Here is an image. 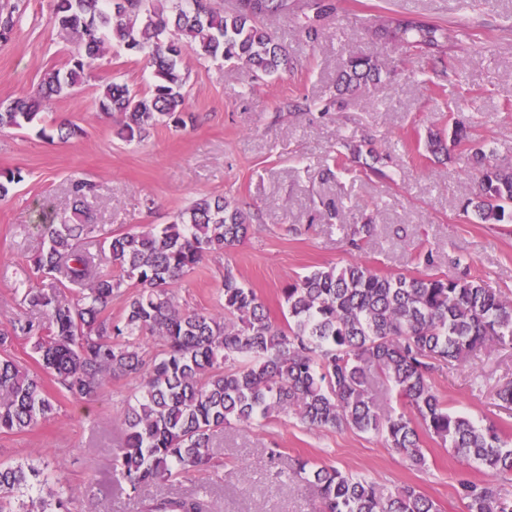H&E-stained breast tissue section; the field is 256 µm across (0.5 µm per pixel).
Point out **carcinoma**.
I'll return each mask as SVG.
<instances>
[{"instance_id": "obj_1", "label": "carcinoma", "mask_w": 512, "mask_h": 512, "mask_svg": "<svg viewBox=\"0 0 512 512\" xmlns=\"http://www.w3.org/2000/svg\"><path fill=\"white\" fill-rule=\"evenodd\" d=\"M313 15L301 31L316 41L335 10L333 0H308ZM293 0H238L226 10L215 0H55L53 18L74 44L67 69L44 73L32 95L0 105V129L23 130L41 117L46 100L69 94L97 68L105 46L142 55L153 68L149 93L107 82L99 109L120 116L118 134L142 140L163 123L187 127L181 63L185 48L200 59L241 66L257 80L289 66L288 52L264 21L286 18ZM21 3L0 12V42L21 22ZM382 30L394 40L440 60L457 30L415 16L398 15ZM381 67L367 56L351 55L336 84L338 95L380 80ZM47 139L73 137L82 129L62 123ZM342 147L365 171L381 173L382 157L363 144ZM479 166L477 192L469 205L485 224L512 223V169L473 153ZM22 181L20 171L0 172V199ZM97 185L70 180L72 216L59 224L42 221L48 239L33 269L49 274L70 296L24 288L20 304L39 309L45 321L21 314L0 329V346L23 339L60 392L91 400L104 381L132 378L136 392L122 412L124 430L115 465L130 493L207 470L217 434L273 415L297 416L309 428L375 432L413 466L423 467L422 437L438 439L466 460L497 474H512V441L494 423L478 425L452 412L431 383L433 373L479 349L512 348V300L464 272L435 271L432 250L423 255L424 276L382 275L362 262L317 268L282 290L285 324L273 320L260 297L233 270L224 267L223 311L189 310L172 288L204 257L224 255L247 235L248 215L227 198L199 197L162 227L105 238V260L87 245L97 225L85 207ZM130 288L123 316L106 314L112 295ZM145 336L158 339L153 355ZM392 386L412 416L386 410L375 385ZM55 410L43 378L8 353L0 355V435L34 428ZM291 482L317 489L320 512H438L433 499L413 485L390 488L365 476L299 459ZM466 512H512V502L489 484L463 487ZM82 492L65 471L44 472L32 464H0V512H75ZM206 494L161 495L148 512H206Z\"/></svg>"}]
</instances>
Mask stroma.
<instances>
[{
	"label": "stroma",
	"instance_id": "stroma-1",
	"mask_svg": "<svg viewBox=\"0 0 512 512\" xmlns=\"http://www.w3.org/2000/svg\"><path fill=\"white\" fill-rule=\"evenodd\" d=\"M335 2V15L314 42L299 32V11L271 21L292 61L271 77L251 81L237 65L185 51L183 92L195 116L186 129L161 125L128 143L117 123L99 115L101 84L114 80L143 94L151 82L148 60L111 46L82 85L43 108L44 127L67 119L81 127L79 136L60 142L34 128L0 131V170L24 176L0 200V326L22 311L19 282L53 284L30 265L44 246L39 210H69L68 180L75 175L96 182L90 205L107 236L171 223L204 195L229 198L249 214L243 242L224 257H204L174 286L178 301L194 310H220L228 266L279 321L281 290L299 275L357 260L380 274L421 275L418 256L428 249L437 253L439 271L469 270L512 299V224H485L465 209L476 188L471 147L512 167V0ZM23 4L19 27L0 42V103L34 93L45 72L66 67L72 48L53 22L52 0ZM402 14L459 29L443 62L381 31L384 17ZM351 55L381 65V80L332 106L338 70ZM457 119L469 125L471 145L429 155V134L450 135ZM343 140L370 143L383 157L381 174L352 162L337 166ZM357 224L373 230L355 249L349 238ZM509 380L511 348L473 352L431 378L450 410L512 435V407L496 397ZM135 386L118 378L89 401L58 396L55 412L32 430L0 436V463L61 467L76 487L96 475L95 494L80 502L81 512H143L154 496L195 492L205 475L133 496L114 469L121 409ZM272 447L281 451L274 462L266 455ZM423 448L426 465L419 469L374 433L318 431L295 417L261 419L216 436L214 461L223 480L210 501L214 512H318L315 488L275 478L297 459L392 486L417 485L439 512H465V481L494 485L512 501V475L490 474L429 438Z\"/></svg>",
	"mask_w": 512,
	"mask_h": 512
}]
</instances>
